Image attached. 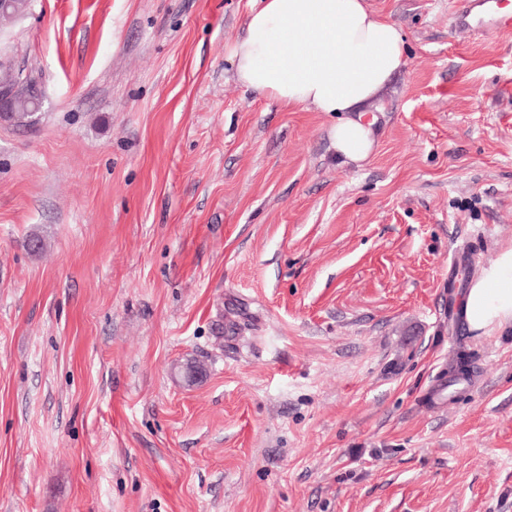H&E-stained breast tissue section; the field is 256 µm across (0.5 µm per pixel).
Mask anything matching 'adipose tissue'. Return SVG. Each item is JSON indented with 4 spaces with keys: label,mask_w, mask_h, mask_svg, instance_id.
I'll return each instance as SVG.
<instances>
[{
    "label": "adipose tissue",
    "mask_w": 512,
    "mask_h": 512,
    "mask_svg": "<svg viewBox=\"0 0 512 512\" xmlns=\"http://www.w3.org/2000/svg\"><path fill=\"white\" fill-rule=\"evenodd\" d=\"M246 29L230 49L237 80L286 107L338 113L337 155L365 160L374 145L367 114L407 64L395 25L367 0H254ZM463 305L475 335L512 327V244L471 278Z\"/></svg>",
    "instance_id": "1"
}]
</instances>
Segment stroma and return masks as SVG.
Masks as SVG:
<instances>
[{
    "label": "stroma",
    "mask_w": 512,
    "mask_h": 512,
    "mask_svg": "<svg viewBox=\"0 0 512 512\" xmlns=\"http://www.w3.org/2000/svg\"><path fill=\"white\" fill-rule=\"evenodd\" d=\"M369 2L408 57L357 166L236 81L251 0L0 23L43 95L0 124V512H512V330L448 316L512 243V39Z\"/></svg>",
    "instance_id": "obj_1"
}]
</instances>
